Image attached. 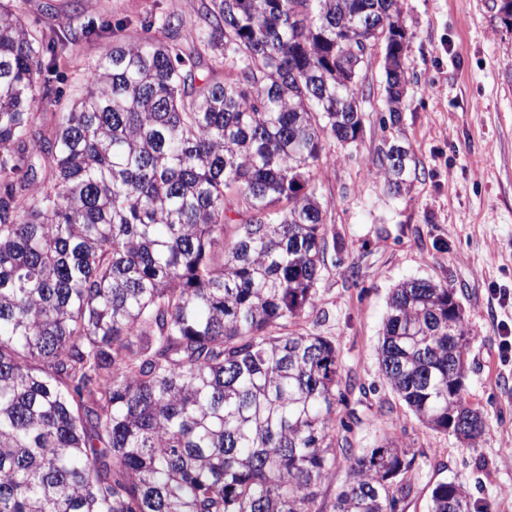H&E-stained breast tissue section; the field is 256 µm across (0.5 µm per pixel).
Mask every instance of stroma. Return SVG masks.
I'll return each instance as SVG.
<instances>
[{"label": "stroma", "mask_w": 512, "mask_h": 512, "mask_svg": "<svg viewBox=\"0 0 512 512\" xmlns=\"http://www.w3.org/2000/svg\"><path fill=\"white\" fill-rule=\"evenodd\" d=\"M210 0H5L32 31L74 35L57 79L36 89L34 125L52 130L85 87L105 49L130 35L181 41L202 27ZM409 43L402 121L384 102L383 50L364 70L363 131L356 143L329 139L315 171L329 227L326 265L300 331L336 347L351 384L336 408L354 447L392 438L412 449L413 492L404 512H427L432 489L461 483L476 505L512 512V30L500 0H401ZM180 26L168 27L170 17ZM408 147L411 188L390 193L378 173L392 143ZM427 279L460 302L471 340L465 387L486 431L470 448L418 421L386 383L378 347L389 294Z\"/></svg>", "instance_id": "stroma-1"}]
</instances>
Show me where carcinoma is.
<instances>
[{
  "label": "carcinoma",
  "mask_w": 512,
  "mask_h": 512,
  "mask_svg": "<svg viewBox=\"0 0 512 512\" xmlns=\"http://www.w3.org/2000/svg\"><path fill=\"white\" fill-rule=\"evenodd\" d=\"M210 0L219 41L129 36L86 93L33 128V91L71 38L0 4V512H400L415 454L337 445L336 347L293 329L314 306L328 228L314 171L356 140L365 45L407 48L401 0ZM224 55L202 82L203 53ZM407 72L385 71L391 125ZM413 158L379 171L399 194ZM235 229L224 245L227 227ZM454 294L392 289L378 348L418 420L486 429L460 380ZM428 512H473L437 484ZM348 478L347 464L340 462L336 464V470L329 475L322 484L319 505L324 512L332 511V504L337 492Z\"/></svg>",
  "instance_id": "obj_1"
}]
</instances>
